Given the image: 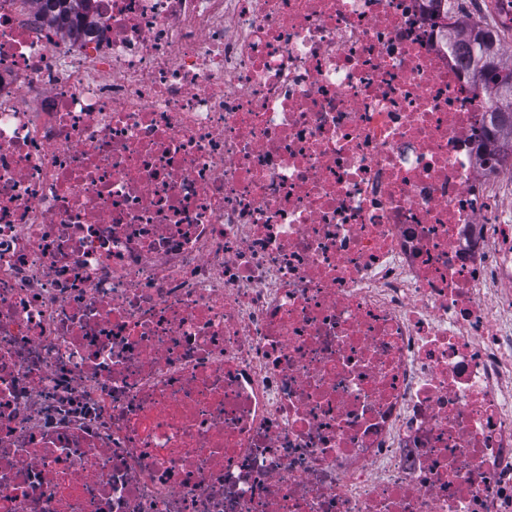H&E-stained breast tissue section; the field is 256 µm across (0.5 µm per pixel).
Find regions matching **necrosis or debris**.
Masks as SVG:
<instances>
[{
	"label": "necrosis or debris",
	"instance_id": "4bbe7bcc",
	"mask_svg": "<svg viewBox=\"0 0 512 512\" xmlns=\"http://www.w3.org/2000/svg\"><path fill=\"white\" fill-rule=\"evenodd\" d=\"M512 0H0V512H512ZM450 35L466 47L473 77L492 93L490 129L483 132V162L498 160L507 150L512 154V137H503L506 129L512 134V67L503 61L499 35L476 21L461 25Z\"/></svg>",
	"mask_w": 512,
	"mask_h": 512
}]
</instances>
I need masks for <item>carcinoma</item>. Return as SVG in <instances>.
I'll return each mask as SVG.
<instances>
[{
	"instance_id": "carcinoma-1",
	"label": "carcinoma",
	"mask_w": 512,
	"mask_h": 512,
	"mask_svg": "<svg viewBox=\"0 0 512 512\" xmlns=\"http://www.w3.org/2000/svg\"><path fill=\"white\" fill-rule=\"evenodd\" d=\"M89 4V0H45V7L54 18H64ZM451 36L466 47L472 62L473 77L482 88L491 91L489 127L483 132V162L499 159L512 152V139L503 137L504 130L512 132V67L503 61V44L497 33L473 21L451 32Z\"/></svg>"
}]
</instances>
